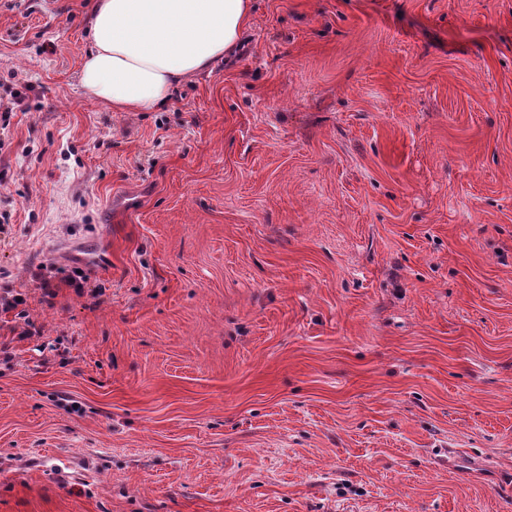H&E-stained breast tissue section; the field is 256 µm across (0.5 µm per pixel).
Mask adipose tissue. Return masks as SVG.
Listing matches in <instances>:
<instances>
[{
    "mask_svg": "<svg viewBox=\"0 0 512 512\" xmlns=\"http://www.w3.org/2000/svg\"><path fill=\"white\" fill-rule=\"evenodd\" d=\"M251 16V0H95L79 88L115 112L164 110L235 51Z\"/></svg>",
    "mask_w": 512,
    "mask_h": 512,
    "instance_id": "1",
    "label": "adipose tissue"
}]
</instances>
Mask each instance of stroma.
<instances>
[{
	"label": "stroma",
	"mask_w": 512,
	"mask_h": 512,
	"mask_svg": "<svg viewBox=\"0 0 512 512\" xmlns=\"http://www.w3.org/2000/svg\"><path fill=\"white\" fill-rule=\"evenodd\" d=\"M93 3L0 0V512H512V0H253L161 112Z\"/></svg>",
	"instance_id": "stroma-1"
}]
</instances>
